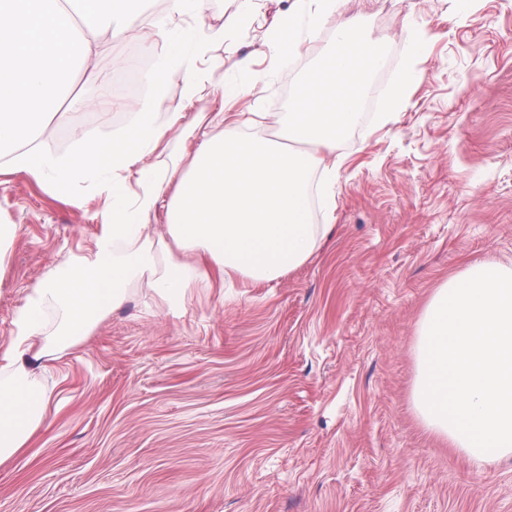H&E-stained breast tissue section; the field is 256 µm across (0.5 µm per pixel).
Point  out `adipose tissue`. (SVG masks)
I'll use <instances>...</instances> for the list:
<instances>
[{"label": "adipose tissue", "instance_id": "1", "mask_svg": "<svg viewBox=\"0 0 512 512\" xmlns=\"http://www.w3.org/2000/svg\"><path fill=\"white\" fill-rule=\"evenodd\" d=\"M343 2L295 0L272 30L268 46L285 59L297 54L299 43L282 42L281 30H295L300 22L310 37L328 26L334 30L330 76L300 82L290 112L273 118L275 137L252 133L247 118L226 126L218 114L186 162L162 169L156 160L168 133L181 125L184 104L210 86L234 101L258 80L245 59L234 77L204 79L189 72L197 41L208 30L202 0H170L169 10L151 15L147 0H0V176L25 175L75 206L83 201V185H92L107 202L92 248L33 285L14 318L17 338L0 351V464L25 448L44 422L48 402L35 387L37 371L121 309L133 287L145 286L178 316L191 289L213 274L271 281L312 255L322 227L310 219V179L320 174L321 197L333 198L336 164L322 153L336 151L360 124L361 97L350 87L383 63L380 45L359 36L358 19L343 17ZM174 12L194 14L195 27L169 32ZM112 28L135 31L145 44L162 42L145 80L157 87L180 79L181 104L169 105L158 94L129 101L134 122L127 137L113 138L106 148L80 131L76 152L47 150L40 140L43 125L69 94L62 77L94 79L99 35ZM407 39L410 53L387 109L375 116L381 126L419 77L424 36L413 31ZM159 210L160 232L149 222ZM52 305L63 318L50 334L45 317Z\"/></svg>", "mask_w": 512, "mask_h": 512}]
</instances>
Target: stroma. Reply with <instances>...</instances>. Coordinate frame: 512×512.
Returning a JSON list of instances; mask_svg holds the SVG:
<instances>
[{
	"label": "stroma",
	"mask_w": 512,
	"mask_h": 512,
	"mask_svg": "<svg viewBox=\"0 0 512 512\" xmlns=\"http://www.w3.org/2000/svg\"><path fill=\"white\" fill-rule=\"evenodd\" d=\"M294 0H203L223 41L195 70L265 75L252 94L220 93L197 113L286 112L288 93L322 64L332 29L301 39L291 62L267 46ZM385 65L365 98L383 105L408 51L426 44L407 104L362 126L336 152L335 198L311 257L266 282L213 281L176 317L145 288L38 372L48 417L0 465V512H512V456L475 466L428 431L412 405L418 323L438 288L469 267L512 264V0H349ZM98 81L45 127L68 154L84 123L108 141L133 114L105 89L131 54L105 32ZM104 199L77 208L24 175L0 182V220L18 235L0 254V349L16 337L30 288L92 246Z\"/></svg>",
	"instance_id": "obj_1"
}]
</instances>
